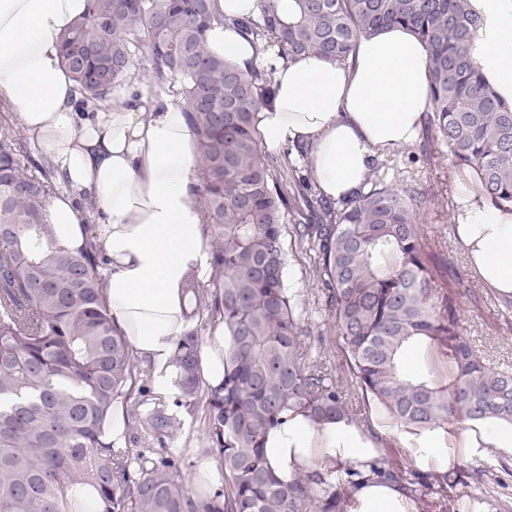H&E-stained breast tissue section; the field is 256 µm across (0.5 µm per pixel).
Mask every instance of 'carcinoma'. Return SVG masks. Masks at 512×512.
Here are the masks:
<instances>
[{
  "mask_svg": "<svg viewBox=\"0 0 512 512\" xmlns=\"http://www.w3.org/2000/svg\"><path fill=\"white\" fill-rule=\"evenodd\" d=\"M258 8L234 25L256 51L275 49L288 61L311 53L341 61L362 36L409 30L428 50L432 140L452 149L456 168L494 206L512 207V103L472 58L481 20L470 0H258ZM224 21L215 0H87L61 45L86 104L110 96L137 60L149 90L178 88L200 150L196 202L210 248L208 281L190 275L183 288L191 316L206 310L224 322L219 385L201 386L192 327L175 341L179 397L171 406L153 395L106 302L98 225H85L81 248L59 247L47 214L55 169L30 170L19 140L0 134V512H344L359 471L335 477L318 464L286 484L264 440L290 411L318 424L356 419L352 393L408 433L450 421L512 425V371L488 364L468 341L458 310L465 281L427 241L423 210L435 194L374 166L348 200L330 201L306 173L302 149L305 173L289 193L260 152L270 75L245 73L206 49L207 30ZM294 212L304 219L296 235L316 254L342 377L313 363L298 294L285 282L284 228ZM409 351L448 358L451 378L406 370ZM199 399L223 475L206 492L166 445L182 426L180 411ZM117 408L159 447H121L110 428ZM370 473L419 502L422 486L446 495L485 476L421 473L383 458Z\"/></svg>",
  "mask_w": 512,
  "mask_h": 512,
  "instance_id": "obj_1",
  "label": "carcinoma"
}]
</instances>
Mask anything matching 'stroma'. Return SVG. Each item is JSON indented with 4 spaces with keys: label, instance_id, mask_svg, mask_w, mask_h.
Instances as JSON below:
<instances>
[{
    "label": "stroma",
    "instance_id": "stroma-1",
    "mask_svg": "<svg viewBox=\"0 0 512 512\" xmlns=\"http://www.w3.org/2000/svg\"><path fill=\"white\" fill-rule=\"evenodd\" d=\"M391 169L411 168L415 178L429 188H443L455 194L459 171L452 164V155L444 146H430L426 155L416 163H409L406 154L397 153L390 158ZM423 224L431 246L443 251L449 263L463 276L470 291L460 300L459 313L467 327L470 342L480 349L490 365H512V320L502 315L505 300L487 288L472 270L469 258L461 248L454 232V210L432 206L425 210ZM288 266L285 278L299 293L303 309L302 322L310 335L321 336L325 346L318 355L332 373L342 374L345 361L336 346V328L329 316L314 276V260L306 245L289 240ZM183 427L170 445L182 449L186 473H195L201 462L210 459L203 411L182 415ZM357 424L364 434L379 438V451L387 452L392 464L407 462L410 453L399 440L394 428L371 405L362 406ZM448 463L467 470L485 471L484 483L473 485L468 496L461 499L459 512H512V455L497 448H487L476 457L466 456L456 443L459 425H448Z\"/></svg>",
    "mask_w": 512,
    "mask_h": 512
}]
</instances>
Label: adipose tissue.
<instances>
[{
  "instance_id": "ef3b65f1",
  "label": "adipose tissue",
  "mask_w": 512,
  "mask_h": 512,
  "mask_svg": "<svg viewBox=\"0 0 512 512\" xmlns=\"http://www.w3.org/2000/svg\"><path fill=\"white\" fill-rule=\"evenodd\" d=\"M85 6L86 0H0V103L47 149L69 187L48 203L57 243L70 250L82 245L90 219L82 194L102 211L108 307L149 367L155 394L170 402L180 376L174 342L190 326L182 284L189 271L206 273L210 261L204 218L189 189L199 148L181 103L140 91L134 77L101 107L79 109L60 50L62 34ZM471 6L482 18L472 56L512 101V0H471ZM207 48L240 67L271 70L275 99L260 111L261 147L304 145L318 188L336 200L366 182L374 160L417 142L431 107L427 49L398 26L360 38L345 62L259 57L221 22L209 28ZM456 201L462 247L489 287L512 294V209L495 207L470 179ZM461 445L475 456L490 446L512 454V426H476L462 433ZM264 451L284 483L318 461L362 469L376 455L354 423L317 424L298 412L268 432ZM347 512L410 507L396 487L369 482L355 491Z\"/></svg>"
}]
</instances>
